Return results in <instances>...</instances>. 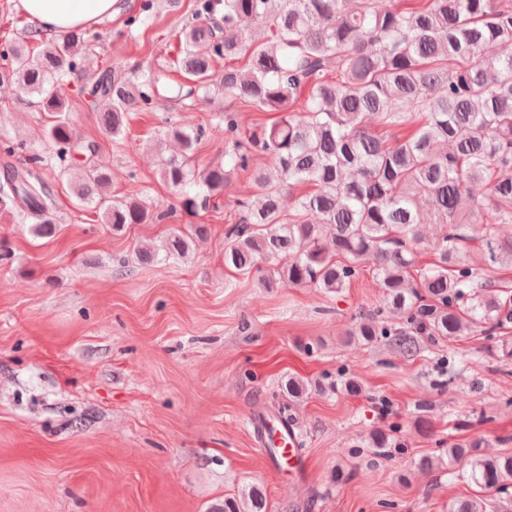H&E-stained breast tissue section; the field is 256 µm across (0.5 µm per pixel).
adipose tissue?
Listing matches in <instances>:
<instances>
[{
    "label": "adipose tissue",
    "mask_w": 512,
    "mask_h": 512,
    "mask_svg": "<svg viewBox=\"0 0 512 512\" xmlns=\"http://www.w3.org/2000/svg\"><path fill=\"white\" fill-rule=\"evenodd\" d=\"M16 6L41 35L50 37L88 27L120 8V0H17Z\"/></svg>",
    "instance_id": "ef3b65f1"
}]
</instances>
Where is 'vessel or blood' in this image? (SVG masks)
<instances>
[{
    "instance_id": "b4317fda",
    "label": "vessel or blood",
    "mask_w": 512,
    "mask_h": 512,
    "mask_svg": "<svg viewBox=\"0 0 512 512\" xmlns=\"http://www.w3.org/2000/svg\"><path fill=\"white\" fill-rule=\"evenodd\" d=\"M254 438L268 464L274 469H288L292 474L305 472L307 464L299 446L298 427L276 410L252 414Z\"/></svg>"
}]
</instances>
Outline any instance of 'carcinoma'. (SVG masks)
I'll return each mask as SVG.
<instances>
[{
	"label": "carcinoma",
	"mask_w": 512,
	"mask_h": 512,
	"mask_svg": "<svg viewBox=\"0 0 512 512\" xmlns=\"http://www.w3.org/2000/svg\"><path fill=\"white\" fill-rule=\"evenodd\" d=\"M404 2L380 10L375 0H194L191 17L173 33L174 65L185 79L180 98L213 88L280 117L244 143L237 113L224 112L216 129L232 148L224 164L201 172L193 152L213 129L171 124L164 137L182 151L161 157L159 177L180 210L195 214L219 206L232 178L250 173L260 192L235 202L239 218L225 234L224 266L259 275L267 288L336 294L368 268L382 288V307L361 314L353 335L368 345L383 337L413 357L420 337L435 343L476 328L493 336L512 323V293L484 278L494 265L512 267V234H500L501 226L512 227V55L484 54L491 44L512 45V0ZM153 9L154 0H142L126 19L128 33L148 29ZM251 19L266 21L265 31L246 28ZM97 39L86 28L46 40L32 33L35 47L0 51V84L15 85L27 105L51 115L45 135L59 159L85 158L72 189L118 234L170 214L135 195L108 193L112 175L96 163L98 144L74 134L62 89L76 78L91 85L101 130L114 139L128 112L154 109L158 78L110 67L79 72L76 48L88 51ZM242 56L243 65L224 67L211 83L215 62ZM371 120L416 129L389 141L370 130ZM257 153L274 160L276 175L253 164ZM299 184L312 191L284 211L283 187ZM0 212L22 223L35 219L30 231L38 238L57 233L51 190L26 167H4ZM425 224L438 227L427 241L435 260L417 270ZM206 233L203 224L191 233L175 227L162 245L142 246L138 261L183 257L193 237ZM281 389L299 401L312 383L286 377ZM366 445L382 455L392 442L376 431ZM478 447L472 441L448 449V462L468 466L449 476L477 488L448 512H512V450L482 457ZM212 512H266L265 496L253 486Z\"/></svg>",
	"instance_id": "cac0c4a2"
}]
</instances>
